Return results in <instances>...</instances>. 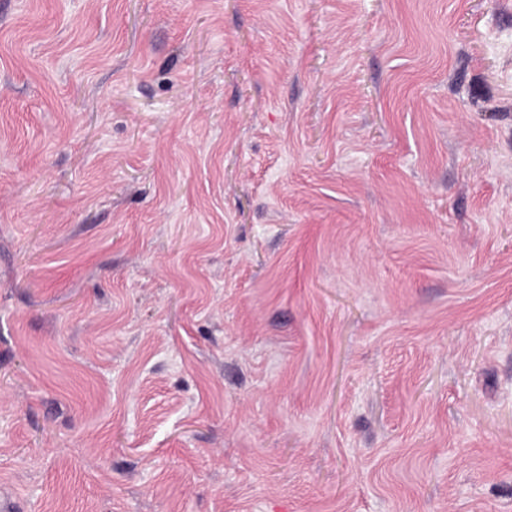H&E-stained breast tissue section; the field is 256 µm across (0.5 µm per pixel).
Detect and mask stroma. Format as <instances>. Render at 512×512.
<instances>
[{
	"mask_svg": "<svg viewBox=\"0 0 512 512\" xmlns=\"http://www.w3.org/2000/svg\"><path fill=\"white\" fill-rule=\"evenodd\" d=\"M13 512H512V0H0Z\"/></svg>",
	"mask_w": 512,
	"mask_h": 512,
	"instance_id": "stroma-1",
	"label": "stroma"
}]
</instances>
